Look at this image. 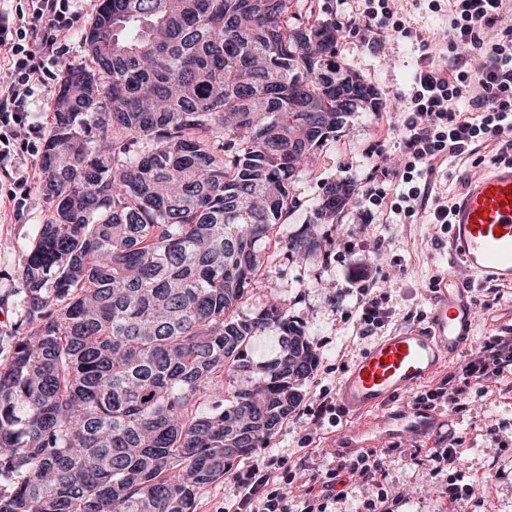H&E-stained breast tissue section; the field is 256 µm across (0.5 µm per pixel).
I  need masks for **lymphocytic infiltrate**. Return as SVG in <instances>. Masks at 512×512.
<instances>
[{
	"instance_id": "obj_1",
	"label": "lymphocytic infiltrate",
	"mask_w": 512,
	"mask_h": 512,
	"mask_svg": "<svg viewBox=\"0 0 512 512\" xmlns=\"http://www.w3.org/2000/svg\"><path fill=\"white\" fill-rule=\"evenodd\" d=\"M367 7L359 25L377 32H393L413 37L414 31L397 17L389 0H365ZM504 0H451L453 22L448 30L451 47L469 46L480 61L455 57L448 66L425 63L411 86L407 111L401 128L405 164L398 179L407 185L396 202L385 195H370L377 214L405 210L408 213L433 207L436 223L448 221L446 205H431L430 185L415 180L433 172L438 162L471 156L483 149L502 154L511 142L505 133L512 131V25L503 23ZM76 0H23L21 7L9 9L0 2V68L8 79L0 84V168L15 174L14 188L7 194L13 211H23L27 198L22 188L27 182L25 167L39 154L45 127L34 114L37 86L54 77L60 63V34L72 28ZM501 29L494 43H485V32ZM469 95L471 111L459 112L452 101ZM512 375V336H491L472 353L459 374L441 380L436 389L414 396V405L448 406L455 410L467 406L473 393L487 392L490 383ZM383 451H370L349 459L348 463L325 470L310 468L300 458L299 469L310 475L297 488L296 497L284 491L290 481L287 463L263 469L252 465L237 474L241 495L225 506L224 512H325L327 501L339 497V488L351 480L377 488L370 512H397L401 496L380 492L379 474Z\"/></svg>"
}]
</instances>
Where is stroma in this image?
Instances as JSON below:
<instances>
[{
    "label": "stroma",
    "instance_id": "obj_1",
    "mask_svg": "<svg viewBox=\"0 0 512 512\" xmlns=\"http://www.w3.org/2000/svg\"><path fill=\"white\" fill-rule=\"evenodd\" d=\"M322 17L336 21L342 38L336 59L365 83L372 86L379 102L378 111L353 112L334 139L328 140L312 158L292 186L298 204L275 228L278 241L309 224L318 203L320 183L351 178L355 192L349 205L333 223L319 228L320 249L305 259L288 257L285 250L275 252L269 272L254 280L241 312L253 314L275 300L288 315L302 325L316 349L320 364L303 386V405L270 439L267 446L253 451L235 463L232 473L200 488L195 512H222L225 503L235 501L239 490L237 472L264 461L296 463L303 456L301 439L316 432L318 454L312 463L326 468L331 462L339 435L354 426L355 420L343 415L320 430H313L306 415L320 392H335L346 367L369 346L357 326L362 313V294L383 296L388 315L374 327V336L427 324L433 279L453 272L461 279L469 274L448 265V235L435 224L431 212L399 213L377 217L366 223L363 212L373 193L395 198L400 188L392 180V170L403 161L399 118L407 105L413 78L423 59L444 63L452 53L446 47L450 8L429 10L427 0H397L395 7L406 24L416 28L421 41L397 36L375 41L374 34L353 26L360 13L361 0H319ZM99 0H79L78 20L62 37L61 66L85 63L87 53L83 30L92 22ZM491 162L478 153L466 158H451L430 175L429 181L445 201H453L461 187ZM41 168H33L25 187L27 205L20 213L0 211V355L24 318L19 292V273L23 258L49 214V204L38 185ZM512 333V284L501 287L497 299L479 307L474 343L485 337ZM444 424L453 428L463 448L458 470H436L421 459L430 443L408 435L380 438L377 448L390 449L380 479L389 493H404L401 512H512V376L485 394L474 395L461 412L441 410ZM503 434L495 441L492 430ZM460 485H471L473 494L449 502L445 489L449 478Z\"/></svg>",
    "mask_w": 512,
    "mask_h": 512
}]
</instances>
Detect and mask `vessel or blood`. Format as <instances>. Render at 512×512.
<instances>
[{
    "label": "vessel or blood",
    "mask_w": 512,
    "mask_h": 512,
    "mask_svg": "<svg viewBox=\"0 0 512 512\" xmlns=\"http://www.w3.org/2000/svg\"><path fill=\"white\" fill-rule=\"evenodd\" d=\"M512 158L488 165L456 198L448 217V252L469 269L471 281L444 275L433 291L427 327L396 330L378 338L347 366L337 400L364 421L344 435L338 453L365 452L380 432L434 436L442 419L432 408L397 405V398L429 381L473 337L475 287L512 283Z\"/></svg>",
    "instance_id": "vessel-or-blood-1"
}]
</instances>
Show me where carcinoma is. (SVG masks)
<instances>
[{"instance_id":"carcinoma-1","label":"carcinoma","mask_w":512,"mask_h":512,"mask_svg":"<svg viewBox=\"0 0 512 512\" xmlns=\"http://www.w3.org/2000/svg\"><path fill=\"white\" fill-rule=\"evenodd\" d=\"M293 2L101 0L40 159L50 213L0 364V512H194L301 405L319 364L302 326L239 309L289 184L349 116L336 89L379 102L336 65V22ZM353 186L320 185L288 255L318 250ZM267 330L280 350L256 361Z\"/></svg>"}]
</instances>
